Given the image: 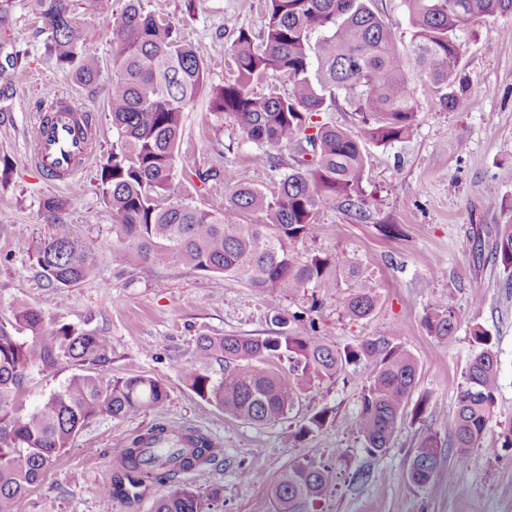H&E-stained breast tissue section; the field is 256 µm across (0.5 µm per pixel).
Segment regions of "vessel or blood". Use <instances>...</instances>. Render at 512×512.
Returning a JSON list of instances; mask_svg holds the SVG:
<instances>
[{
    "instance_id": "b4317fda",
    "label": "vessel or blood",
    "mask_w": 512,
    "mask_h": 512,
    "mask_svg": "<svg viewBox=\"0 0 512 512\" xmlns=\"http://www.w3.org/2000/svg\"><path fill=\"white\" fill-rule=\"evenodd\" d=\"M93 127L91 114L66 97L58 98L51 114H38L33 131V159L44 173L71 184L93 153L89 140L79 137L78 125Z\"/></svg>"
}]
</instances>
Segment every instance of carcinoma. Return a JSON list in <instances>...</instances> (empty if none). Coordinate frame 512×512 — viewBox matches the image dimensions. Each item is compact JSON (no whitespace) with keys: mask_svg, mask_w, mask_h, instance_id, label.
I'll return each mask as SVG.
<instances>
[{"mask_svg":"<svg viewBox=\"0 0 512 512\" xmlns=\"http://www.w3.org/2000/svg\"><path fill=\"white\" fill-rule=\"evenodd\" d=\"M368 2L265 0L261 37L243 27L231 29L235 78L210 91V111L232 119L255 146L256 169H279L274 150L291 148L298 156L278 174L276 190L266 193L258 183L240 184L217 212L175 196L173 188L183 112L207 88L205 63L181 37L175 20L147 10L144 0H126L116 16L111 0H90L112 29L108 110L118 134L101 170V193L112 230L130 254L153 266L182 262L216 283L243 279L258 291H296L313 283L334 293L353 280V292L342 298L344 314L355 320L373 314L378 295L355 267L316 255L303 260L290 245L310 233L324 209L340 204L363 214L368 147L408 138L417 119L407 68L420 72L429 97L454 108L471 87L460 65L462 37L485 18L512 14V0H404L410 25L406 43ZM32 5L47 34L45 51L57 67L79 84H94L97 52L73 16L70 0H32ZM265 79L274 80L267 92H254L253 85ZM284 81L286 92L277 87ZM340 97L361 116L356 133L314 120ZM248 211L260 212L262 223H240ZM33 258L41 276L57 287L89 281L97 273L91 247L67 224L52 225ZM494 260L512 269V224L499 227ZM275 320L280 330L274 336L199 337L198 356L220 354L228 370L217 383L186 372L194 390L230 416L265 425L285 418L299 382L313 374L331 379L360 363L369 378L353 425L368 452H386L417 384L418 364L401 336L392 331L335 348L313 330L279 316ZM425 326L444 346L453 340L456 318L437 303ZM474 342L457 395L453 448L459 465L472 449L483 447L499 385L491 336L477 329ZM110 354L103 337L51 323L26 303L15 306L11 327L0 324V512H15L17 502L43 480L90 420L103 414L119 420L165 405L168 392L155 378L100 383L92 369L109 361ZM274 359L287 361L289 370L271 365ZM62 361L79 372L34 410H24L20 396L25 384ZM328 420L324 407L285 430L283 441L293 444ZM215 457L205 435L157 423L112 449V479L102 492L136 500L151 485L172 483ZM447 470L448 453L439 437L426 433L411 458L407 484L429 489ZM334 480L331 467L302 460L280 474L269 493L276 512H316ZM153 512H206V504L193 489L178 485L154 502Z\"/></svg>","mask_w":512,"mask_h":512,"instance_id":"cac0c4a2","label":"carcinoma"}]
</instances>
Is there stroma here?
Segmentation results:
<instances>
[{"mask_svg":"<svg viewBox=\"0 0 512 512\" xmlns=\"http://www.w3.org/2000/svg\"><path fill=\"white\" fill-rule=\"evenodd\" d=\"M149 10L178 20L183 38L207 67V83L231 79V37L225 26L262 34L263 0H146ZM99 57L95 84L81 85L59 70L44 48L42 22L29 0H9L12 25L0 31V322L26 302L55 322L97 333L108 341L109 363L94 372L103 382L136 375L165 384L163 408L142 409L123 419L101 415L75 437L41 484L17 505V512H151L169 485L152 486L139 500L121 503L101 491L112 477V450L161 422L222 441L224 453L203 470L179 476V483L209 496L208 512H273L267 484L294 462L307 458L334 468L336 481L317 512H512V448L491 456L472 450L452 477L433 489L405 482L421 436L436 433L451 448L457 393L475 348L473 332L492 336L498 355L499 390L486 441H500L512 427V272L491 259L500 225L512 224V28L511 16L476 24L462 47L461 63L471 88L454 110L418 95L411 135L386 147H370L364 217L345 208L321 211L312 232L296 241L293 252L306 258L329 257L357 265L379 298L375 312L354 320L342 312L339 296L307 286L294 292L250 288L236 278L214 283L207 274L180 262L140 264L112 233V221L99 192L100 171L112 153L117 132L108 111L112 83V34L104 19L73 0ZM19 53L17 68L5 63ZM26 78L15 81V69ZM67 94L95 121L97 148L72 184L52 183L30 161L33 125L47 96ZM255 147L231 119L209 110L200 95L184 112L176 163V190L196 205L224 207L199 176L219 173L226 189L259 179L252 163ZM495 193H487V185ZM67 199L50 217L46 198ZM72 225L94 250L97 275L75 286L48 285L32 259L33 247L53 223ZM457 319L453 342L437 344L424 326L434 303ZM299 316L328 344L343 347L397 330L419 366V377L401 425L387 451L371 455L353 420L361 405L368 372L347 366L332 379L311 378L287 417L256 425L224 413L201 398L185 370L217 381L222 360H202L201 336L239 334L264 337L278 330L275 317ZM78 368L62 362L34 376L23 392L25 409L35 408ZM423 412H414L415 404ZM329 421L295 445L285 444L284 429L297 427L321 408ZM261 473L264 484L248 485L240 466ZM218 498H211L212 490Z\"/></svg>","mask_w":512,"mask_h":512,"instance_id":"35a3bbf8","label":"stroma"}]
</instances>
